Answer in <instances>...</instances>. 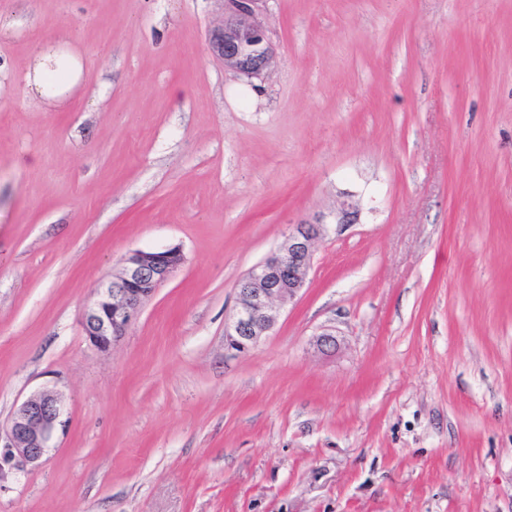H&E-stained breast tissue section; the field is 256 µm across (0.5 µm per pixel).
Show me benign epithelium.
Returning a JSON list of instances; mask_svg holds the SVG:
<instances>
[{
  "label": "benign epithelium",
  "mask_w": 512,
  "mask_h": 512,
  "mask_svg": "<svg viewBox=\"0 0 512 512\" xmlns=\"http://www.w3.org/2000/svg\"><path fill=\"white\" fill-rule=\"evenodd\" d=\"M263 0H224L223 24L209 33V48L224 71L260 78L271 69L276 51L259 18ZM327 223L317 218L294 226L279 248L254 266L236 285V305L224 322V349L246 354L274 328L278 313L306 286L314 244ZM183 262L180 246L137 250L122 271L97 288L86 309L82 330L88 344L110 349L139 317L159 286ZM61 393L46 388L23 401L0 431V477L6 470L36 466L59 431L66 430Z\"/></svg>",
  "instance_id": "7a95c632"
}]
</instances>
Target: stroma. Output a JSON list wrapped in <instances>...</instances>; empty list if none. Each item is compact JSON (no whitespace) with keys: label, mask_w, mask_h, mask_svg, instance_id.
<instances>
[{"label":"stroma","mask_w":512,"mask_h":512,"mask_svg":"<svg viewBox=\"0 0 512 512\" xmlns=\"http://www.w3.org/2000/svg\"><path fill=\"white\" fill-rule=\"evenodd\" d=\"M223 17L0 0V422L46 387L68 418L0 512H512V0H265L259 79L209 53ZM63 39L81 78L36 94ZM346 198L270 335L225 351L237 282ZM174 245L90 348L97 287ZM60 57L53 48L43 49L38 53L37 62L34 67V84L36 87L45 88V84L53 85L49 82V79L58 72ZM182 262V250L177 245L130 253L122 271L97 288L85 311L82 330L88 344L99 351L109 350Z\"/></svg>","instance_id":"stroma-1"}]
</instances>
